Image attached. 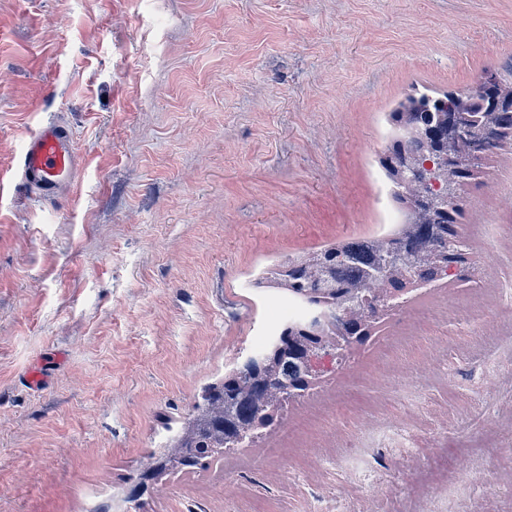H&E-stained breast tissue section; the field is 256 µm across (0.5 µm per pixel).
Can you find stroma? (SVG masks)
Here are the masks:
<instances>
[{"label":"stroma","mask_w":512,"mask_h":512,"mask_svg":"<svg viewBox=\"0 0 512 512\" xmlns=\"http://www.w3.org/2000/svg\"><path fill=\"white\" fill-rule=\"evenodd\" d=\"M510 64L512 0H0V171L59 113L83 158L60 205L0 193V512H512L507 149L465 189L466 280L416 301L451 318L388 313L289 404L287 447L129 497L287 318L256 274L398 222L378 163L395 102ZM441 431L461 452L434 491L416 473Z\"/></svg>","instance_id":"stroma-1"}]
</instances>
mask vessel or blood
I'll return each mask as SVG.
<instances>
[{
	"label": "vessel or blood",
	"instance_id": "1",
	"mask_svg": "<svg viewBox=\"0 0 512 512\" xmlns=\"http://www.w3.org/2000/svg\"><path fill=\"white\" fill-rule=\"evenodd\" d=\"M79 167L72 127L57 116L41 121L30 134L12 176L39 201L54 204L73 194Z\"/></svg>",
	"mask_w": 512,
	"mask_h": 512
}]
</instances>
